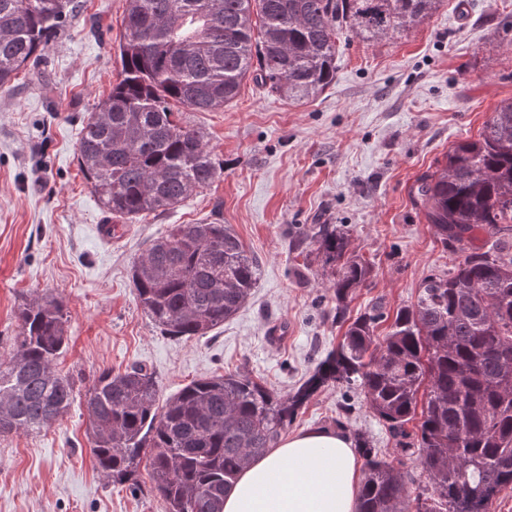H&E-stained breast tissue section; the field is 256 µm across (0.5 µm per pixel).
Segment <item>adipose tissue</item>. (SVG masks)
<instances>
[{
    "label": "adipose tissue",
    "mask_w": 512,
    "mask_h": 512,
    "mask_svg": "<svg viewBox=\"0 0 512 512\" xmlns=\"http://www.w3.org/2000/svg\"><path fill=\"white\" fill-rule=\"evenodd\" d=\"M358 490L349 438L313 428L288 436L241 471L224 512H357Z\"/></svg>",
    "instance_id": "ef3b65f1"
}]
</instances>
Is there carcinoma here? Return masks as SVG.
<instances>
[{
	"label": "carcinoma",
	"mask_w": 512,
	"mask_h": 512,
	"mask_svg": "<svg viewBox=\"0 0 512 512\" xmlns=\"http://www.w3.org/2000/svg\"><path fill=\"white\" fill-rule=\"evenodd\" d=\"M444 0H126L118 41L120 79L83 120L78 160L115 218L169 210L207 187L219 166L203 131L174 119L233 101L249 76L285 99L323 92L336 75V43L390 39L429 20ZM78 0H0V89L45 51L78 13ZM416 195L441 243L462 259L450 277L430 275L396 311L386 336L374 306L293 394L243 374L191 381L160 399L153 372L134 366L94 376L85 397L91 452L101 473L136 486L148 457L165 512H223L247 464L275 447L328 382L362 387L395 441L383 458L357 436L364 459L358 512H490L512 487V100L478 138L460 142L417 181ZM495 242L477 244L480 235ZM324 264H340L336 318L372 264L348 254L347 234L317 232ZM259 264L226 224H175L137 258L132 281L151 321L175 337H199L248 300ZM55 296L20 305L12 352L0 359V436L40 431L74 400L57 372L67 340ZM415 465L429 495L407 494Z\"/></svg>",
	"instance_id": "obj_1"
}]
</instances>
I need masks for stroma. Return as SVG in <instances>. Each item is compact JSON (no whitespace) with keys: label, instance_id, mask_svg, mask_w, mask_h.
I'll return each mask as SVG.
<instances>
[{"label":"stroma","instance_id":"35a3bbf8","mask_svg":"<svg viewBox=\"0 0 512 512\" xmlns=\"http://www.w3.org/2000/svg\"><path fill=\"white\" fill-rule=\"evenodd\" d=\"M83 3L47 50L44 77L23 71L0 90V356L10 351L19 304L54 295L67 312L61 374L88 382L140 365L167 398L192 380L238 371L285 394L314 373L348 320L380 306L387 320L376 334L384 336L425 276L454 270L459 257L427 223L416 181L512 100V0H444L392 39H340L333 83L304 102L248 78L222 108L178 107L176 120L204 132L217 178L173 209L118 223L106 241L96 228L110 215L80 169L78 141L83 115L119 79L125 0ZM211 221L231 225L258 259L257 284L208 335H166L140 306L131 267L172 225ZM322 224L347 232L349 252L373 266L342 322L334 271L317 254ZM83 402L76 395L50 428L0 437V512H164L148 464L135 492L99 471ZM346 403L347 436L393 447L361 389L332 383L287 431L334 428Z\"/></svg>","mask_w":512,"mask_h":512}]
</instances>
